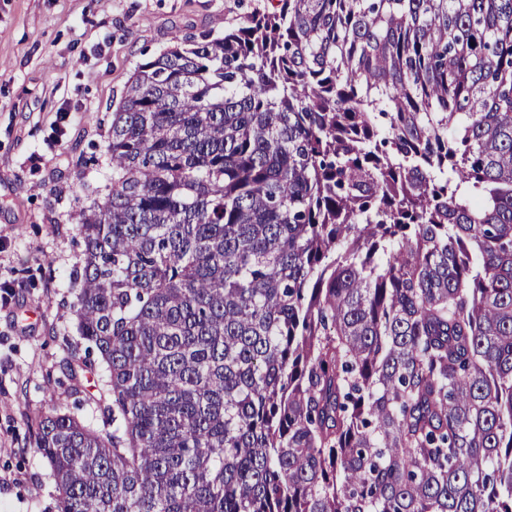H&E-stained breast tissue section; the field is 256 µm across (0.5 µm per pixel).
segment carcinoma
Instances as JSON below:
<instances>
[{"instance_id": "carcinoma-1", "label": "carcinoma", "mask_w": 512, "mask_h": 512, "mask_svg": "<svg viewBox=\"0 0 512 512\" xmlns=\"http://www.w3.org/2000/svg\"><path fill=\"white\" fill-rule=\"evenodd\" d=\"M270 5L112 113L56 512H512V0Z\"/></svg>"}]
</instances>
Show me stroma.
<instances>
[{"label": "stroma", "mask_w": 512, "mask_h": 512, "mask_svg": "<svg viewBox=\"0 0 512 512\" xmlns=\"http://www.w3.org/2000/svg\"><path fill=\"white\" fill-rule=\"evenodd\" d=\"M268 0H0V512H55L41 414L106 426L101 367L78 364L70 275L79 209L112 175V113L137 64L223 34ZM76 360V379L63 373Z\"/></svg>", "instance_id": "35a3bbf8"}]
</instances>
